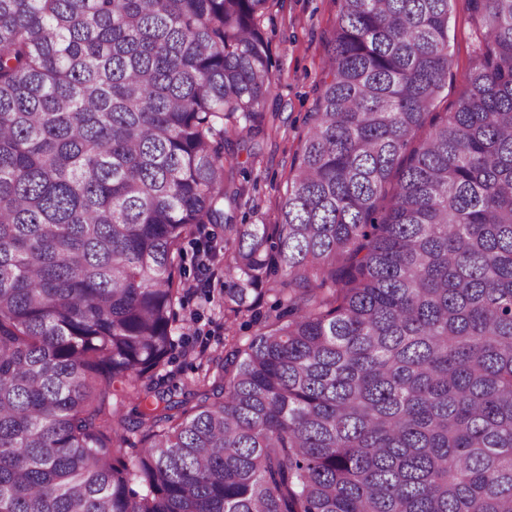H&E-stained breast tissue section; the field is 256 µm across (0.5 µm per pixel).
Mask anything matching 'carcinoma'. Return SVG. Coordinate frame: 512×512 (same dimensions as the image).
Returning a JSON list of instances; mask_svg holds the SVG:
<instances>
[{
	"label": "carcinoma",
	"instance_id": "carcinoma-1",
	"mask_svg": "<svg viewBox=\"0 0 512 512\" xmlns=\"http://www.w3.org/2000/svg\"><path fill=\"white\" fill-rule=\"evenodd\" d=\"M273 2L0 0V512H512V0H470L416 146L449 0H336L276 223L237 224ZM207 224L258 325L217 364L184 336ZM451 40L449 54L452 65L448 71V81L443 99L432 112H453L464 91L463 76L471 66L479 48L480 20L475 16L468 0H451Z\"/></svg>",
	"mask_w": 512,
	"mask_h": 512
}]
</instances>
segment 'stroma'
Listing matches in <instances>:
<instances>
[{"label": "stroma", "mask_w": 512, "mask_h": 512, "mask_svg": "<svg viewBox=\"0 0 512 512\" xmlns=\"http://www.w3.org/2000/svg\"><path fill=\"white\" fill-rule=\"evenodd\" d=\"M452 65L437 112L454 111L463 76L479 48L480 20L469 0H450ZM336 0H275L264 20L275 63V86L265 107L261 156L248 167L238 217L250 224L275 223L290 165L317 107L327 38L337 22Z\"/></svg>", "instance_id": "1"}]
</instances>
